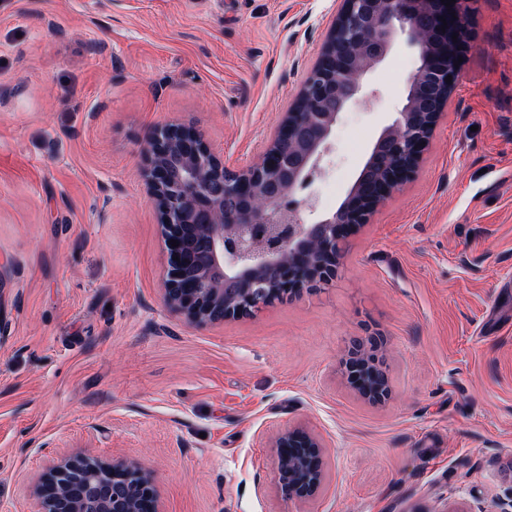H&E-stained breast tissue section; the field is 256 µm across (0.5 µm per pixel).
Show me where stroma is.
I'll use <instances>...</instances> for the list:
<instances>
[{
    "label": "stroma",
    "instance_id": "1",
    "mask_svg": "<svg viewBox=\"0 0 512 512\" xmlns=\"http://www.w3.org/2000/svg\"><path fill=\"white\" fill-rule=\"evenodd\" d=\"M455 92L414 180L350 237L333 285L195 326L162 302L149 131L193 125L256 160L336 0H0V512L53 460L144 464L163 512H501L512 501V0H473ZM416 50L368 75L315 183L333 210L400 109ZM376 336L390 398L342 369ZM301 423L322 492L281 497ZM269 448L282 497L291 502L312 499L325 478L321 438L303 425H288L280 429Z\"/></svg>",
    "mask_w": 512,
    "mask_h": 512
}]
</instances>
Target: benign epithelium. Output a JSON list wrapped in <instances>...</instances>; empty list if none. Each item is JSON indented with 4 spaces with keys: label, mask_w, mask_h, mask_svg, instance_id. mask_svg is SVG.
I'll use <instances>...</instances> for the list:
<instances>
[{
    "label": "benign epithelium",
    "mask_w": 512,
    "mask_h": 512,
    "mask_svg": "<svg viewBox=\"0 0 512 512\" xmlns=\"http://www.w3.org/2000/svg\"><path fill=\"white\" fill-rule=\"evenodd\" d=\"M469 16L468 0L448 7L441 0H342L295 103L244 169L224 166L191 125L154 128L143 148V178L167 254L166 308L203 325L331 285L348 238L415 174L456 88L454 61L467 50ZM401 38L419 61L404 103L342 202L320 212L314 195L299 200L296 192L332 172L336 124L351 104L377 98L366 75ZM381 350L374 336L355 338L344 364L349 382L374 402L390 396ZM270 448L282 497L312 499L325 478L321 438L288 425ZM34 496L37 512H162L148 469L94 456L52 463Z\"/></svg>",
    "instance_id": "benign-epithelium-1"
}]
</instances>
